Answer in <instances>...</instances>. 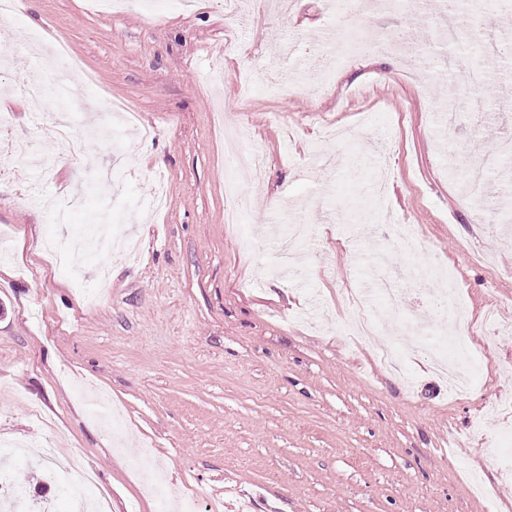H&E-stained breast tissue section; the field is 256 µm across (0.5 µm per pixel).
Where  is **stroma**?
<instances>
[{
	"instance_id": "1",
	"label": "stroma",
	"mask_w": 512,
	"mask_h": 512,
	"mask_svg": "<svg viewBox=\"0 0 512 512\" xmlns=\"http://www.w3.org/2000/svg\"><path fill=\"white\" fill-rule=\"evenodd\" d=\"M0 22V53L19 31L43 48L63 46L92 82L63 70L90 116L123 103L136 118L120 140L79 135L60 150L47 127L30 156L10 151L30 133L22 83L31 64L0 65V438L53 457L10 459L0 479L20 495L67 512L70 449H80L110 512H160L152 487L193 490L197 512H512V328L447 335L444 350L470 389L448 397L431 362L435 288L400 285L394 307L377 293L374 251L391 242L360 191L387 166L384 208L415 227L418 266L437 262L458 285L453 302L472 322L512 316V232L486 223L461 196L467 167L490 143L512 140V77L493 84V112L457 110L440 119L449 82L486 62L512 65L505 0H472L461 26L475 43L443 41V0L368 8L355 38L391 37L412 22L435 73L400 78L394 54L332 47L330 66L287 55L300 36L326 39L340 21L329 0H287L282 12L255 0L230 19L224 0H126L117 14L86 0H18ZM234 40L236 54L225 55ZM229 104L245 126L243 150L265 157L263 178L237 180L247 199L243 230L228 227L237 206L224 193L227 159L216 123ZM154 128L141 143L137 129ZM31 134V133H30ZM166 202L151 200L158 176ZM85 200L55 223L45 200ZM278 198L285 207L269 210ZM308 225L307 258L288 278L271 273L274 227ZM85 240L83 277L49 264V238ZM400 322L418 334L397 339ZM399 340V373L376 357ZM88 381L125 413L126 446L76 390Z\"/></svg>"
}]
</instances>
